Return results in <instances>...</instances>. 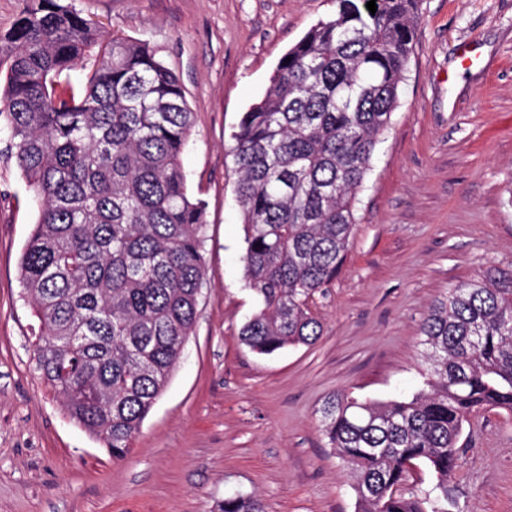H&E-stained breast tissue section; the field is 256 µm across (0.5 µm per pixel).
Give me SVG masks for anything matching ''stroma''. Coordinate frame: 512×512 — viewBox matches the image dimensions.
<instances>
[{
    "mask_svg": "<svg viewBox=\"0 0 512 512\" xmlns=\"http://www.w3.org/2000/svg\"><path fill=\"white\" fill-rule=\"evenodd\" d=\"M67 2L104 32L150 43L182 82L206 283L180 363L131 450L113 458L35 369L19 257L38 209L0 124V512H219L238 495L265 512H357L320 430L325 399L412 398L431 306L488 268H512V0H419L399 106L343 264L311 304L323 333L271 356L239 339L259 300L244 279L231 135L334 0ZM462 438L451 512H512V412H483Z\"/></svg>",
    "mask_w": 512,
    "mask_h": 512,
    "instance_id": "35a3bbf8",
    "label": "stroma"
}]
</instances>
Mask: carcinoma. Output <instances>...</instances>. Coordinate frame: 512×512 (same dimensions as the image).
<instances>
[{"instance_id":"obj_1","label":"carcinoma","mask_w":512,"mask_h":512,"mask_svg":"<svg viewBox=\"0 0 512 512\" xmlns=\"http://www.w3.org/2000/svg\"><path fill=\"white\" fill-rule=\"evenodd\" d=\"M0 36V119L39 205L20 257L39 321L36 370L68 418L127 454L193 335L206 273L204 203L181 156L193 127L178 75L145 42L105 38L61 0H24ZM336 0L280 59L230 150L244 274L260 308L240 340L259 355L310 346V300L334 281L357 194L398 106L418 0ZM93 60L77 85L62 76ZM426 389L325 400L321 431L354 478L358 512H448L464 422L512 412V271L448 291L420 327ZM436 483L402 489L407 463ZM221 512H264L251 496Z\"/></svg>"}]
</instances>
